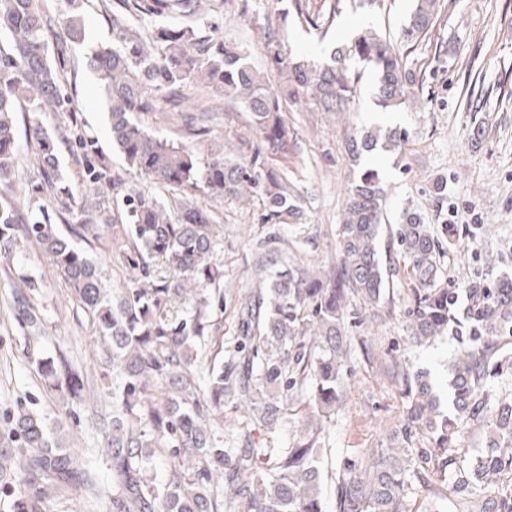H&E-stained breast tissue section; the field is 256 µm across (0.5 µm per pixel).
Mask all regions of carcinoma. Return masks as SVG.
<instances>
[{
    "instance_id": "cac0c4a2",
    "label": "carcinoma",
    "mask_w": 512,
    "mask_h": 512,
    "mask_svg": "<svg viewBox=\"0 0 512 512\" xmlns=\"http://www.w3.org/2000/svg\"><path fill=\"white\" fill-rule=\"evenodd\" d=\"M445 9L444 0H414L396 41L365 29L332 48L328 60L315 62L291 55L288 18L296 13L324 38L336 26L342 0H322L313 14L306 0H291L278 10L277 27L265 42L271 65L288 74V83L277 87L237 45L199 35L204 0L112 2V44L98 48L90 67L105 94L113 145L128 168L185 198L166 205L138 191L95 204L98 210L113 203L125 218L112 225L108 249L138 274L116 289L105 286L95 261L45 215L26 217L12 201L0 200V256L9 258L27 243L49 256L115 370L110 404L95 410L112 472L107 512H325L326 427L344 404L348 357L354 346L364 349L347 335L349 323L364 310H394L404 269L414 282L408 342L422 345L458 331L453 290L444 281L448 224H431L417 208H405L389 225V259L381 262L384 190L377 171L366 169L347 187L336 228L341 261L329 274L283 253L277 235L261 243L258 286L239 303L238 336L220 347L219 360L207 349L214 310L224 304V270L214 262V216L196 202L199 196L257 197L267 224L298 217L300 194L287 173L260 161L265 152L288 153V98L311 99L324 112L343 111L363 77L351 68L356 62L373 74L378 105L400 109L416 84L409 56L431 39ZM131 16L171 23L145 34ZM2 31L0 181L10 182L18 161L17 104L32 112L61 106L63 73L50 58L41 0H0ZM190 82L215 89L248 112L261 136L257 154L231 159L216 150L202 164L189 146L145 129L140 116L177 104ZM31 136L55 189L62 175L52 138L37 122ZM406 138L400 127H367L351 140L349 154L356 162L378 149L397 152ZM86 176L117 190L102 162L88 163ZM474 294L481 304L466 314L469 347L452 365V410L443 408L427 372L391 360L387 371L405 423L386 446L336 468L335 512H412L410 502L428 475L440 488L424 512H512V351L500 349L501 337H512V280ZM13 304L28 346L37 347L45 336L42 315L23 290ZM36 365L53 378V391L85 400L84 374L63 352L40 351ZM240 402L250 404L254 429L236 436L215 432L211 413ZM293 403L307 405L303 428L282 448L264 447L253 430L274 433L282 410ZM473 424L486 426V448L465 467L459 439ZM12 438L24 461L20 512H42L53 493L96 490L59 430L49 429L41 415L18 409ZM156 457L168 460L167 469L150 480Z\"/></svg>"
}]
</instances>
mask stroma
<instances>
[{
    "label": "stroma",
    "instance_id": "obj_1",
    "mask_svg": "<svg viewBox=\"0 0 512 512\" xmlns=\"http://www.w3.org/2000/svg\"><path fill=\"white\" fill-rule=\"evenodd\" d=\"M213 0L205 20L206 33L239 44L258 69L269 70L264 53L266 17L276 0ZM51 16L80 14L81 38L62 28L48 35L49 46L64 45V107L34 113L19 106L14 114L19 156V178L0 186V197L15 201L25 213L47 210L61 230L87 222L85 199L95 198L86 188L85 163L74 145L76 133L91 136L97 158L104 161L123 187H134L163 199L166 190L144 182L130 170L112 145L108 108L102 88L88 65L93 51L112 42V0H45ZM412 7V0H383L372 8L344 7L332 31L337 41L362 28L380 34L396 33ZM410 59L423 89L413 102L396 112L383 111L375 102V80L364 75L355 103L343 112H324L307 100H289L286 118L294 148L285 156L266 159L269 169L287 172L301 191L300 205L309 217L301 247L311 267L328 269L340 260L336 226L345 190L358 174L350 164L347 142L365 126L402 127L409 140L402 152L379 153L375 168L387 192L389 219H397L405 205L421 209L431 223L447 219L454 226V243L447 257L449 287L465 292L474 283H495L512 278V0H452L431 40ZM183 112L149 113L142 123L154 134L175 142H189L198 160L213 148L233 158L250 157L259 133L241 107L221 104L214 91L196 85L185 89ZM216 104L210 113L208 135L187 138L184 114L197 106ZM40 122L58 143L62 174L73 197L60 202L50 196L34 163L36 143L29 128ZM444 183L445 199L434 193ZM207 207L218 217L215 260L224 269V312L217 315L214 338L232 341L237 334L238 305L252 285L259 244L272 232L262 223L259 200L210 199ZM35 283L31 301L46 323L43 345L71 357L88 376L83 402L62 404L43 387L11 308L20 275ZM406 304L392 314H365L352 336L373 341V361L353 357L344 375L346 400L327 429L323 457L325 475L337 463L357 458L366 448L387 444L400 429L405 412L396 385L381 364L394 357L411 370L430 371L440 392L448 390L450 367L464 338L443 336L422 346L408 344ZM99 346L81 311L51 259L26 247L8 260H0V439H6L10 419L18 405L35 410L48 422L58 423L64 444L82 459L99 490L98 498L84 491H69L47 500L44 512H105L112 493V473L106 465L103 438L97 431L92 403L112 384V366L101 361Z\"/></svg>",
    "mask_w": 512,
    "mask_h": 512
}]
</instances>
